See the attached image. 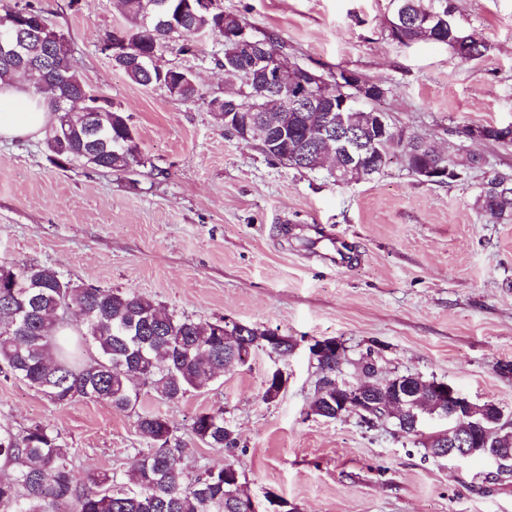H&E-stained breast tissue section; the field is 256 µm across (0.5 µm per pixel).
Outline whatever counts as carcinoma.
I'll list each match as a JSON object with an SVG mask.
<instances>
[{"label": "carcinoma", "instance_id": "cac0c4a2", "mask_svg": "<svg viewBox=\"0 0 512 512\" xmlns=\"http://www.w3.org/2000/svg\"><path fill=\"white\" fill-rule=\"evenodd\" d=\"M186 0H122L125 24L130 33V54L119 66L134 83L143 87L178 88L176 97L186 101L204 98L193 76L181 69L156 65L148 71L136 59L152 56L171 43L182 42L189 50L196 33L222 42L223 57L216 63L240 83L239 91L224 96V131L244 141L253 137V126L266 130L261 151L273 162L296 170L318 171L336 154V140L318 138L327 113L263 112L245 109L251 99L271 93L270 76L253 67L261 53L274 60L283 44L273 32L255 35L241 17L223 11L179 12ZM388 35L402 44L418 41L450 45V35L469 37L466 62L479 60L488 45L476 32L464 30L452 17L433 23L422 34L402 14L426 16L449 13L437 0H394ZM12 18L26 40L25 62L0 61V80L8 81L18 69L37 63L52 83L31 86L56 121L46 137L51 159L62 165L80 160L94 169L127 174L146 164L125 112L113 104L89 99L93 125L59 111L58 99L77 94L86 84L73 69L67 39L55 29L46 11L33 3L18 8L0 4V20ZM353 137L355 149L365 157L363 177L380 173L392 153L404 158L408 171L437 156L420 150V139L401 136L374 142L360 127ZM477 211L496 221H512V175L492 177L474 198ZM270 331L224 318L196 321L167 312L136 291L83 288L64 279L53 268L31 263L0 267V371L42 393L59 406L80 400H107L119 411H136V427L149 442L138 452L133 468L135 481L124 482L112 473L77 475L71 449L50 426L35 423L16 434L0 428V460L15 466L0 477V512H247L244 495L224 486L227 462L219 469L190 472L184 465L186 448L177 427L150 410H138L143 392L169 402L192 391L209 387L224 373L232 359L244 364L249 355L266 345ZM336 389L314 396L310 413L324 420L336 419ZM195 438L209 448L234 453L238 439L224 419V410L195 415Z\"/></svg>", "mask_w": 512, "mask_h": 512}]
</instances>
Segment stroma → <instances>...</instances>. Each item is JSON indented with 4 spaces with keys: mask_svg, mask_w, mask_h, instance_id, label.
<instances>
[{
    "mask_svg": "<svg viewBox=\"0 0 512 512\" xmlns=\"http://www.w3.org/2000/svg\"><path fill=\"white\" fill-rule=\"evenodd\" d=\"M68 39L73 68L129 117L150 166L133 180L79 162L57 166L45 133L0 142V264L52 267L77 285L134 290L196 320L226 317L297 340L276 359L256 351L176 402L147 398L178 428L189 470L234 460L248 495L290 512H512V473L490 460L436 459L394 422L311 415L312 339L374 350L383 374H419L512 414V222L473 206L484 167L512 172V145L474 140L468 126L512 125V0H451L453 17L489 51L461 61L447 46L388 36L390 0H219L254 31L279 35L291 61L346 68L380 82L379 104L410 134L483 167L461 180L421 181L399 162L336 185L326 172L269 161L226 133L209 107L227 90L220 41L161 62L195 74L205 98L184 101L116 70L101 44L123 22L117 0H35ZM344 242L352 262L324 255ZM288 379L264 401L270 371ZM223 409L235 454L191 433ZM43 422L71 449L78 474L129 477L147 449L133 412L105 400L57 406L0 375V426Z\"/></svg>",
    "mask_w": 512,
    "mask_h": 512,
    "instance_id": "1",
    "label": "stroma"
}]
</instances>
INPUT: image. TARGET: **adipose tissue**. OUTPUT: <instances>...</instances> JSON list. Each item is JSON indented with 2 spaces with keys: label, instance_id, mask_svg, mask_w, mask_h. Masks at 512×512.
Instances as JSON below:
<instances>
[{
  "label": "adipose tissue",
  "instance_id": "1",
  "mask_svg": "<svg viewBox=\"0 0 512 512\" xmlns=\"http://www.w3.org/2000/svg\"><path fill=\"white\" fill-rule=\"evenodd\" d=\"M51 117L44 102L19 83L0 81V140L39 132Z\"/></svg>",
  "mask_w": 512,
  "mask_h": 512
}]
</instances>
